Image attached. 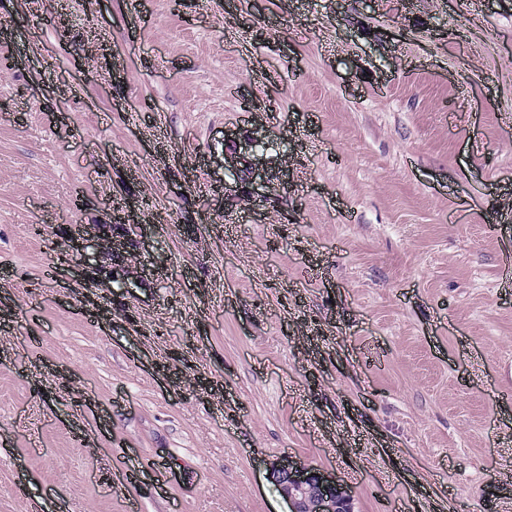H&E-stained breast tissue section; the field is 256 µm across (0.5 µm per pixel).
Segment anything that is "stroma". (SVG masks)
I'll return each instance as SVG.
<instances>
[{"label":"stroma","instance_id":"35a3bbf8","mask_svg":"<svg viewBox=\"0 0 512 512\" xmlns=\"http://www.w3.org/2000/svg\"><path fill=\"white\" fill-rule=\"evenodd\" d=\"M1 102L0 512L512 507V0H0ZM269 475L290 503L289 512H353L348 490L318 469L284 458Z\"/></svg>","mask_w":512,"mask_h":512}]
</instances>
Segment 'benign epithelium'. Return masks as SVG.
I'll use <instances>...</instances> for the list:
<instances>
[{
    "instance_id": "obj_1",
    "label": "benign epithelium",
    "mask_w": 512,
    "mask_h": 512,
    "mask_svg": "<svg viewBox=\"0 0 512 512\" xmlns=\"http://www.w3.org/2000/svg\"><path fill=\"white\" fill-rule=\"evenodd\" d=\"M269 475L290 503V512H353L348 491L317 469L284 458L271 465Z\"/></svg>"
}]
</instances>
